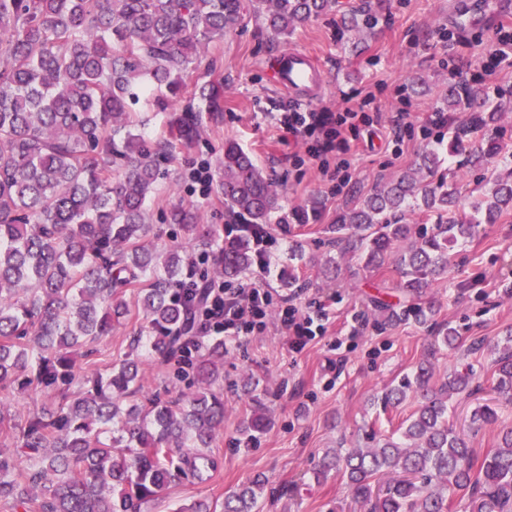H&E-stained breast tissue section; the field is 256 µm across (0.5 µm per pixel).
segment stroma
Wrapping results in <instances>:
<instances>
[{"mask_svg": "<svg viewBox=\"0 0 512 512\" xmlns=\"http://www.w3.org/2000/svg\"><path fill=\"white\" fill-rule=\"evenodd\" d=\"M498 0H385L374 33L346 32L342 19L361 0H337L330 14L312 19L287 40H273L258 21L248 18L211 48L212 68H199L190 83L224 85V109L204 113L193 145L172 142L166 174L146 204L158 245L178 240L191 257L202 251L191 236L178 233L167 215L176 203L190 205L197 221L223 227L233 218L224 198L209 192L200 198L187 174L193 165L218 167L224 144L236 142L249 153L280 194L282 215L318 208V220L272 223L275 241L265 272L251 280L273 294L290 292L301 303L323 302L329 311L327 331L303 351L289 350L285 338L273 334L248 337L224 353V428L211 454L216 467L207 481L184 479L171 484L142 506V512H171L178 505L205 500L223 507L226 495L257 475L268 478L278 497H264L262 512H368L352 501L340 474L316 478L313 468L327 451L341 443L363 440L366 433L391 434L418 407L415 396L388 409L373 406L374 397L412 375L425 360L435 366L434 384L450 371L473 368L478 389L460 394L449 405V419L467 435L476 456L501 444L504 428L512 427V401L493 391L497 345L512 336V211L497 223L481 224L465 246L454 249L447 274L424 288L420 304L429 308L427 323L415 319L378 329L373 298L399 307L410 299L398 288L402 274L394 260L376 269L364 268L341 254L330 226L336 214L375 186L409 171L425 149L437 148L442 174L454 177L463 195L477 185L492 186L507 168L502 157L488 158L471 169L465 155L447 144L432 145L418 132L403 130L401 101L418 116L443 108L449 84L484 89L490 99L512 89V71L491 72L489 50L498 30L512 26V12L501 14ZM292 49L313 53L328 81L318 102L331 112L347 102L362 103L374 122L351 133L355 160L351 178L334 192L329 174L335 154L314 160L304 147L268 119L288 95L270 81L271 61ZM402 147H395L394 135ZM295 266L298 282L283 288L279 274ZM138 310L116 323L111 336L95 345L89 368L105 371L124 359L130 340L143 325ZM453 327L463 339L451 350L436 341L438 329ZM341 341L333 349V341ZM482 341L471 350L473 341ZM266 404L274 424L257 443L237 444L236 428L252 398ZM494 406L496 422L471 432L468 416L480 404Z\"/></svg>", "mask_w": 512, "mask_h": 512, "instance_id": "35a3bbf8", "label": "stroma"}]
</instances>
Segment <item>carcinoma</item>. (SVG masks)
Masks as SVG:
<instances>
[{
  "label": "carcinoma",
  "instance_id": "1",
  "mask_svg": "<svg viewBox=\"0 0 512 512\" xmlns=\"http://www.w3.org/2000/svg\"><path fill=\"white\" fill-rule=\"evenodd\" d=\"M336 0H0V392H58L21 427L0 401V435L17 451H0V499L19 512H141L145 500L176 480H203L209 452L224 427V342L217 340L188 362L195 390L168 399L142 392L141 367L183 357L193 332L191 304L176 297L192 273L182 250H159L146 223V202L167 159L140 134L132 105L151 97L169 112L187 93L211 44L247 17L282 40ZM381 8L364 0L346 21L350 31L372 30ZM205 111L219 112L224 87L198 88ZM472 112L475 131L495 128L512 94L494 103L477 87L448 85L447 106ZM200 111L181 110L170 131L188 144L198 133ZM500 150L493 135L472 149L476 167ZM432 151L417 168L375 188L346 207L331 225L336 244H347L375 268L396 241L415 237L396 262L399 287L412 295L445 272L449 250L473 236L475 225L495 224L512 209V172L476 197L468 219L455 216L457 182L438 174ZM217 191L224 206L247 224H269L281 209L279 193L251 156L224 144ZM434 213L437 224H399L414 208ZM194 240L207 246L215 231L195 223L189 207L170 210ZM214 274L238 281L255 255L246 237L223 241L213 255ZM136 289L145 330L131 350L105 373L79 369L88 344L112 335L127 316L126 290ZM420 308H385L380 324ZM493 390L512 398V351L495 360ZM422 364L414 381L389 390L384 405L401 403L406 389L421 396L418 409L397 433L369 434L372 448L325 455L316 476L340 473L352 499L369 512H448V496L468 500L469 512H512V429L495 451L478 458L448 420V400L471 387L472 374L454 371L431 385ZM497 421L489 404L471 412L470 428ZM261 401L241 421L238 442L250 444L268 428ZM266 480L256 476L224 499V512H257Z\"/></svg>",
  "mask_w": 512,
  "mask_h": 512
}]
</instances>
